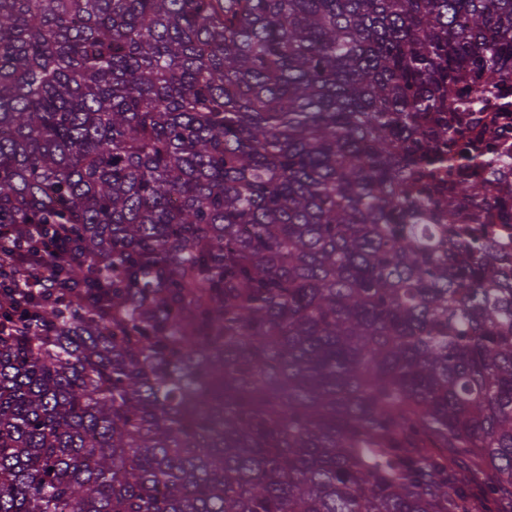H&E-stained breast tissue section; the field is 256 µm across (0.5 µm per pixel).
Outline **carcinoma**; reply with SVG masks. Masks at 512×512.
Masks as SVG:
<instances>
[{"label": "carcinoma", "instance_id": "obj_1", "mask_svg": "<svg viewBox=\"0 0 512 512\" xmlns=\"http://www.w3.org/2000/svg\"><path fill=\"white\" fill-rule=\"evenodd\" d=\"M509 94L512 0H0V224L76 255L0 305V512L512 501ZM473 121L483 122L489 116H496L494 133L489 139V155L510 159L512 163V114L510 112H475ZM508 152H504V151ZM512 210L508 220H503L498 213L491 212L486 224H479L487 237H490L500 248L512 253Z\"/></svg>", "mask_w": 512, "mask_h": 512}]
</instances>
